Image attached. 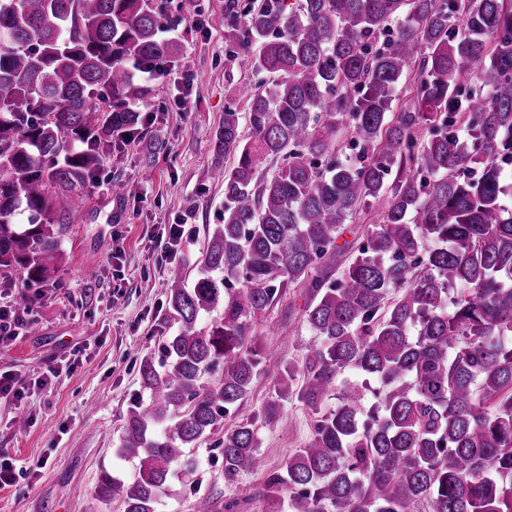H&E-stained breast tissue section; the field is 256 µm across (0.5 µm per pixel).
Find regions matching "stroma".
I'll list each match as a JSON object with an SVG mask.
<instances>
[{
  "mask_svg": "<svg viewBox=\"0 0 512 512\" xmlns=\"http://www.w3.org/2000/svg\"><path fill=\"white\" fill-rule=\"evenodd\" d=\"M247 0H167L175 20L162 36L177 43L171 75L153 80V95L141 103L151 114L149 136L163 151L129 145L114 153L77 202L63 239L64 260L54 283L6 288L0 296L30 307L23 335L0 349V367L30 384L20 403L0 400V450L13 458L19 475L0 487V512H123L120 500L106 505L96 496L101 472L127 478L132 461L116 453L125 413L142 394L139 365L157 356L166 322V275L171 265L159 244L166 225H184L188 239L181 259L194 268L214 225L224 221V185L215 173L231 163L215 149L225 107L244 110L243 87L261 81L251 54L234 47ZM125 184L123 197L113 181ZM307 295L287 297L254 324L263 351V374L237 418L250 417L273 393L278 370L301 362L311 333L304 322ZM84 362L74 374L44 387L33 381L47 367ZM288 423L261 426L264 470L280 468L309 441L314 415L297 401L286 406ZM25 429H17V419ZM210 435L193 450L200 490L218 504L236 502L235 512H266L253 491L261 472L224 479Z\"/></svg>",
  "mask_w": 512,
  "mask_h": 512,
  "instance_id": "stroma-1",
  "label": "stroma"
}]
</instances>
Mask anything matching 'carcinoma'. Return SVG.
Segmentation results:
<instances>
[{"label":"carcinoma","mask_w":512,"mask_h":512,"mask_svg":"<svg viewBox=\"0 0 512 512\" xmlns=\"http://www.w3.org/2000/svg\"><path fill=\"white\" fill-rule=\"evenodd\" d=\"M167 22L162 0H0L1 282L56 280L74 198L143 139L153 87L133 70L176 62ZM255 44L271 80L216 133L236 158L218 172L224 223L194 279L168 269L176 333L142 361L147 400L116 448L135 473L102 472L98 497L157 512L180 494L175 466L196 471L187 449L261 374L254 320L301 285L314 341L224 430V480L259 467L257 424L285 423L295 398L312 437L260 492L289 512H512V0H260L237 47ZM376 203L330 275L345 224Z\"/></svg>","instance_id":"1"}]
</instances>
